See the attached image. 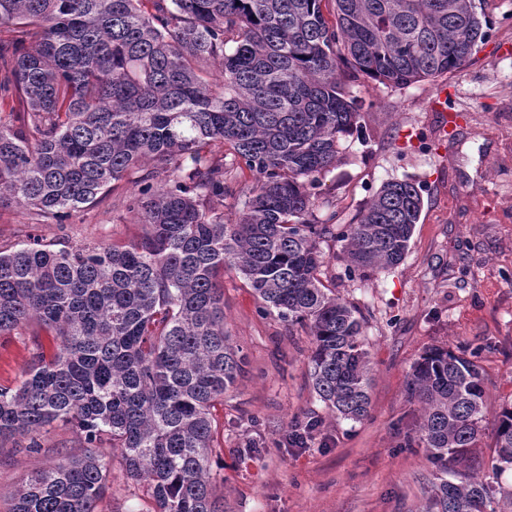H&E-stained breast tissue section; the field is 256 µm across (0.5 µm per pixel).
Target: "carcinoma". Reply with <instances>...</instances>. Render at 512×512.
I'll return each mask as SVG.
<instances>
[{
    "label": "carcinoma",
    "mask_w": 512,
    "mask_h": 512,
    "mask_svg": "<svg viewBox=\"0 0 512 512\" xmlns=\"http://www.w3.org/2000/svg\"><path fill=\"white\" fill-rule=\"evenodd\" d=\"M323 2L0 0V207L62 224L130 181L141 228L124 244L29 234L0 249V336L36 337L26 377L0 386V446L19 436L38 452L61 421L85 448L27 476L9 512H101L105 444L126 483H147L153 512H224L213 410L246 364L224 322L226 267L260 314L308 329L320 400L368 416L366 317L323 284L321 244H341L351 279L394 267L422 197L392 180L351 224L315 213L359 118L342 73L408 86L460 68L487 31L475 0H331L332 21ZM242 167L255 182L226 220ZM477 358L435 346L411 366L408 444L445 474L423 512H496L485 479L446 478L491 408ZM494 453L496 477L512 467V404L495 410Z\"/></svg>",
    "instance_id": "obj_1"
}]
</instances>
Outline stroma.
<instances>
[{
	"instance_id": "1",
	"label": "stroma",
	"mask_w": 512,
	"mask_h": 512,
	"mask_svg": "<svg viewBox=\"0 0 512 512\" xmlns=\"http://www.w3.org/2000/svg\"><path fill=\"white\" fill-rule=\"evenodd\" d=\"M488 37L471 60L446 75L394 87L345 71L360 105L353 134L341 141L342 160L321 176L318 216L340 224L391 180L416 182L422 210L409 250L397 266L348 278L334 243L323 244V280L366 315L374 381L367 418L346 420L316 396L309 376L310 338L274 315H261L242 276L224 271V318L247 358L244 373L224 395L215 442L224 461V512H417L431 493L436 468L424 449L402 443L416 433L418 406L406 392L410 367L433 346L479 349L485 388L495 404L512 403V0H485ZM446 84L467 121L443 136L427 109ZM420 130L410 141L407 129ZM52 242H125L139 232L124 206L72 213L65 225L18 207L0 208V246L23 239L29 225ZM52 352V337L0 338V386L13 387L28 370L35 344ZM316 420L307 447L289 445L295 425ZM38 454L0 465V512L31 472L83 448L58 423ZM152 512L146 486L127 487L112 469V495L102 512Z\"/></svg>"
}]
</instances>
